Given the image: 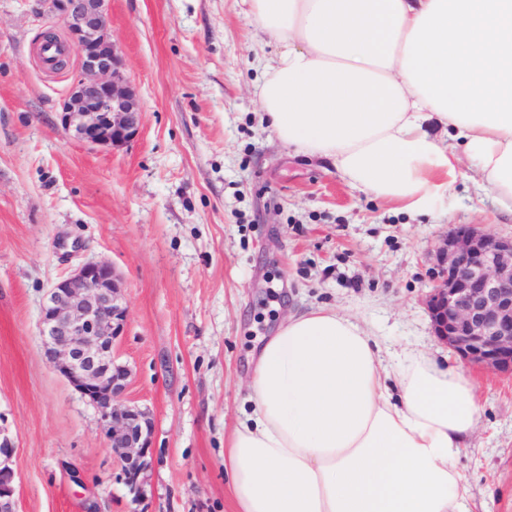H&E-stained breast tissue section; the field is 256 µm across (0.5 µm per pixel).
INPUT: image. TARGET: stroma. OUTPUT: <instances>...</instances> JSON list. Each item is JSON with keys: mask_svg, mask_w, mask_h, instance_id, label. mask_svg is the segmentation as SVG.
Returning a JSON list of instances; mask_svg holds the SVG:
<instances>
[{"mask_svg": "<svg viewBox=\"0 0 512 512\" xmlns=\"http://www.w3.org/2000/svg\"><path fill=\"white\" fill-rule=\"evenodd\" d=\"M33 0H0V442L16 512H230L224 439L249 411L251 354L287 314H347L392 351L461 359L433 334V248L512 217L462 162L428 213L347 186L282 144L254 94L278 44L242 0H110L109 30L143 117L118 148L68 138L78 69L37 59ZM108 260L128 306L114 342L126 396L154 422L132 504L96 409L39 336L48 289ZM482 412L456 465L470 512H512V375L474 365Z\"/></svg>", "mask_w": 512, "mask_h": 512, "instance_id": "1", "label": "stroma"}]
</instances>
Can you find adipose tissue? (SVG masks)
I'll list each match as a JSON object with an SVG mask.
<instances>
[{
	"label": "adipose tissue",
	"instance_id": "ef3b65f1",
	"mask_svg": "<svg viewBox=\"0 0 512 512\" xmlns=\"http://www.w3.org/2000/svg\"><path fill=\"white\" fill-rule=\"evenodd\" d=\"M247 2L280 46L255 87L280 141L418 214L465 156L512 214V0ZM250 389L224 450L234 512H469L455 458L481 406L464 368L414 348L384 363L320 307L258 349Z\"/></svg>",
	"mask_w": 512,
	"mask_h": 512
}]
</instances>
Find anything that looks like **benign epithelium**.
Segmentation results:
<instances>
[{
	"label": "benign epithelium",
	"mask_w": 512,
	"mask_h": 512,
	"mask_svg": "<svg viewBox=\"0 0 512 512\" xmlns=\"http://www.w3.org/2000/svg\"><path fill=\"white\" fill-rule=\"evenodd\" d=\"M107 0H36L35 14L62 22L40 34L78 58V74L60 110L64 133L88 146L120 147L142 122V105L123 73L110 36ZM435 286L427 298L434 335L468 363L512 373V237L461 225L436 247ZM128 318L115 268L86 262L54 285L43 303L40 336L58 372L99 413L101 429L119 460L133 499L144 495L153 435L149 412L126 398L130 369L113 345ZM0 443V512H16L12 459Z\"/></svg>",
	"instance_id": "1"
}]
</instances>
